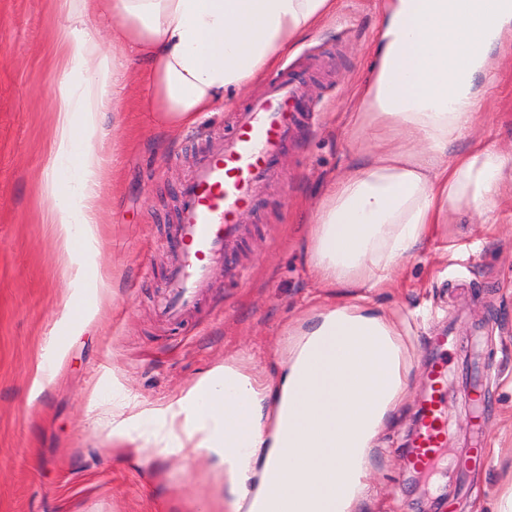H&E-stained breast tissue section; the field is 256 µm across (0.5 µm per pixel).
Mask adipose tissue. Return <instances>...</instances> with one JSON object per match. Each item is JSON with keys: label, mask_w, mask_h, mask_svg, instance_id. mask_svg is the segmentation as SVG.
I'll use <instances>...</instances> for the list:
<instances>
[{"label": "adipose tissue", "mask_w": 512, "mask_h": 512, "mask_svg": "<svg viewBox=\"0 0 512 512\" xmlns=\"http://www.w3.org/2000/svg\"><path fill=\"white\" fill-rule=\"evenodd\" d=\"M63 61L44 160L46 220L74 288L103 221L104 110L140 66L163 128L261 79L337 0H53ZM112 19L102 41L99 23ZM465 33L452 43L449 33ZM512 50V0H380L354 124L365 151L328 180L307 237L316 287L352 301L306 307L271 369L225 359L154 410L151 439L206 450L225 512H358L384 431L406 404V321L373 303L401 263L460 209L494 224L512 201V155L474 138L494 69Z\"/></svg>", "instance_id": "1"}]
</instances>
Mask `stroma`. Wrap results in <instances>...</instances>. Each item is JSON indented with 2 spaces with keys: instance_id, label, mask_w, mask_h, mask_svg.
<instances>
[{
  "instance_id": "obj_1",
  "label": "stroma",
  "mask_w": 512,
  "mask_h": 512,
  "mask_svg": "<svg viewBox=\"0 0 512 512\" xmlns=\"http://www.w3.org/2000/svg\"><path fill=\"white\" fill-rule=\"evenodd\" d=\"M378 0H338L321 27L287 50L263 80L199 113L189 129L156 127L138 70L119 106L116 178L89 257L108 289L89 288V315L64 345L53 334L72 287L45 222V153L57 21L51 0H0V512H224V489L206 452L112 437V407L151 412L235 357L269 369L286 353L282 326L317 298L303 247L327 176L357 151L349 118L370 62ZM305 73L298 131L283 147L263 202L244 211L227 263L215 264L178 326L157 303L181 256L180 188L234 114L288 67ZM484 134L512 154V60L486 99ZM374 301L407 318L414 389L385 431L362 512H489L512 481V204L497 224L456 215L447 239L396 273ZM450 331L448 451L452 466L425 477L407 448L427 392L434 338ZM483 441L485 465H465Z\"/></svg>"
}]
</instances>
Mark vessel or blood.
<instances>
[{"mask_svg": "<svg viewBox=\"0 0 512 512\" xmlns=\"http://www.w3.org/2000/svg\"><path fill=\"white\" fill-rule=\"evenodd\" d=\"M302 83L293 74L270 83L263 98L237 112L231 136L211 147L183 184L178 224L183 252L170 271V292L161 307L167 322L181 323L194 307L211 265L225 257L237 237L241 212L258 204L278 150L293 132ZM435 345L439 354L428 371L430 393L408 458L419 473L432 471L448 445L447 336L436 337Z\"/></svg>", "mask_w": 512, "mask_h": 512, "instance_id": "1", "label": "vessel or blood"}]
</instances>
